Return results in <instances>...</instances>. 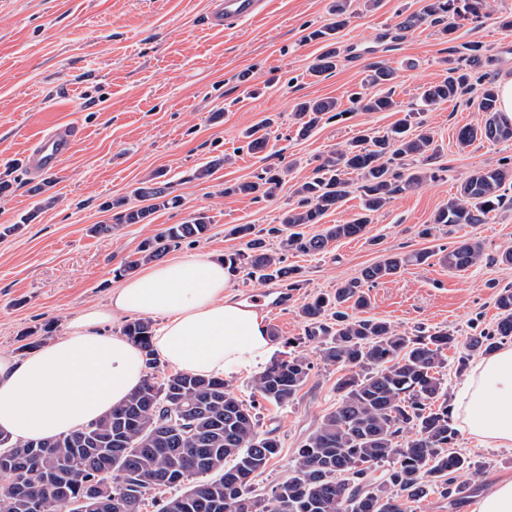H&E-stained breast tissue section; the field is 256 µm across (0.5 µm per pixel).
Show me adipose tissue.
<instances>
[{
  "instance_id": "1",
  "label": "adipose tissue",
  "mask_w": 512,
  "mask_h": 512,
  "mask_svg": "<svg viewBox=\"0 0 512 512\" xmlns=\"http://www.w3.org/2000/svg\"><path fill=\"white\" fill-rule=\"evenodd\" d=\"M127 315L158 319L154 351L180 372H257L276 351L256 307L235 300L222 262L195 255L159 263L115 288L107 305L72 318L64 335L22 358L0 355V433L16 441L66 434L128 399L144 356L108 330ZM450 415L479 444L512 447V343L474 363Z\"/></svg>"
}]
</instances>
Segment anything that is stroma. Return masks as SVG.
<instances>
[{
  "instance_id": "1",
  "label": "stroma",
  "mask_w": 512,
  "mask_h": 512,
  "mask_svg": "<svg viewBox=\"0 0 512 512\" xmlns=\"http://www.w3.org/2000/svg\"><path fill=\"white\" fill-rule=\"evenodd\" d=\"M208 2L0 0V181L8 185L0 194V226L16 227L0 237V353L22 355L26 331L48 324L53 336H61L81 311L106 304L120 284L113 269L137 259L140 244L170 225L202 213L210 219L207 237L170 248V259L202 254L220 260L243 249L232 233L236 225L277 224L297 207V186L313 177L326 155L359 132L378 135L404 118L423 86L447 76L462 45L478 41L487 48L484 78L512 76V30L499 25L501 17L512 16V0H489L487 18L458 21L447 36L427 24L408 32L398 28L400 14L420 10L427 0H381L374 9L365 0H347V24L331 44L337 66L319 76L310 68L331 45L309 34L331 22L334 0H272L264 17L224 30L206 25ZM372 62L393 69L387 90L399 109L350 110V96L361 91ZM320 98L338 100L345 114L297 137L295 104ZM420 119L439 147L429 162L436 179L395 196L363 236L334 241L324 253L287 252L279 239L269 241L272 251L299 269L301 280L290 290L287 308L266 316L277 333L276 356L304 354L313 369L293 402L268 403L259 411L260 431L273 432L281 448L253 479L254 493L287 478L297 448L338 399L341 371L322 363L323 338L309 335L299 314L304 302L334 292L391 255L480 240L478 265L452 273L433 256L429 264L405 267L369 288L362 312L408 335L435 329L454 334L458 344L448 349L442 371L451 392L464 378L457 369L461 344L495 326L496 297L512 289V264L499 260L512 248V180L501 188L504 206L487 223L418 235L466 177L512 162V142L460 147V128L483 119L463 101L428 108ZM64 122L79 123L83 134L44 191L27 175L25 153L42 129ZM260 125L268 139L264 151L243 150L244 131ZM208 164L211 175L196 178ZM285 165L291 171L273 197L250 200L224 192L255 180L262 169ZM155 177L169 183L178 206L143 224L115 223L109 202L135 203V188ZM96 224L111 225V233L91 234ZM454 450L479 475L459 473L464 494L432 493L408 502L407 512H470L482 491L512 479V447L483 448L461 432Z\"/></svg>"
}]
</instances>
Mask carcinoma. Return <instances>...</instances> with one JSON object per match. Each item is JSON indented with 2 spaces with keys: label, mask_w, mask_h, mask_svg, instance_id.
Segmentation results:
<instances>
[{
  "label": "carcinoma",
  "mask_w": 512,
  "mask_h": 512,
  "mask_svg": "<svg viewBox=\"0 0 512 512\" xmlns=\"http://www.w3.org/2000/svg\"><path fill=\"white\" fill-rule=\"evenodd\" d=\"M488 0H428L417 13L402 17L398 27L414 29L429 23L444 35L455 29V18L477 20L488 15ZM336 20L314 30L311 39H331L346 24V0H336ZM483 47L478 42L462 46L457 65L448 77L422 88L423 106L439 105L461 96L483 66ZM351 103L367 112L397 108L389 95L354 93ZM484 121L465 126L458 141L468 146L476 140L512 142V119L498 111L495 83L486 80L477 99ZM342 115L333 99L300 102L295 115L299 134L305 136L326 115ZM245 147L252 153L264 149L266 136L253 129L245 133ZM437 151L434 138L411 132L405 118L383 136L360 134L332 153L316 168V176L300 184L298 207L286 211L277 224L255 230L239 224L233 234L245 240V250L224 254V267L235 273L242 268L261 279L289 281L297 270L285 258L269 251L267 239L288 233L284 246L303 254L323 252L339 239L364 234L372 214L396 195L417 188L435 173L416 170L403 176L406 160H425ZM289 167L268 168L256 181L237 183L224 193L242 197L270 196L285 180ZM347 174L360 179L362 212L344 224H331L313 236L299 231L319 224L345 196ZM512 177L507 167L481 169L465 179L455 197L423 225L419 235H433L438 224H485L503 203V183ZM143 206L123 207L120 224H141L156 211L174 207L177 197L166 184L154 182L136 190ZM209 217L201 214L187 224H173L159 237L142 243L140 259L113 270L132 273L139 262L160 258L168 246L184 240H200L209 231ZM440 260L450 271H465L482 258L483 246L465 240L440 248ZM433 256L426 251L396 254L363 269L361 277L338 288L334 295H319L304 303L300 314L310 327L329 336L322 344L324 364L344 370L336 382V407L297 449L292 474L262 495L250 496L249 512H404L403 501L439 493L451 497L462 492L455 474L468 471L467 458L448 452L457 437L448 416L439 373L445 351L457 344L447 330L408 336L391 323L358 318L344 310L349 304L362 309L368 304L364 287L397 274L408 265H424ZM496 328L472 336L470 351L492 352L499 342L512 338V289L497 297ZM333 327L324 324L326 317ZM123 335L146 354V367L157 368L151 346L153 324L136 319L123 327ZM311 362L299 354L271 362L257 374L254 399L247 402L233 393L224 379L176 372L163 380L145 376L140 388L123 404L100 418L54 439L13 441L0 433V512H29V497L36 496L41 512H79L91 486L107 478L110 504L105 512H141L146 496L166 489L168 496L158 512H225L224 501L248 480L263 473L279 453L280 441L258 430L259 401L285 405L296 399L309 377ZM184 414V429L175 431L165 420L167 408ZM390 461L391 468L375 477L376 467Z\"/></svg>",
  "instance_id": "carcinoma-1"
}]
</instances>
